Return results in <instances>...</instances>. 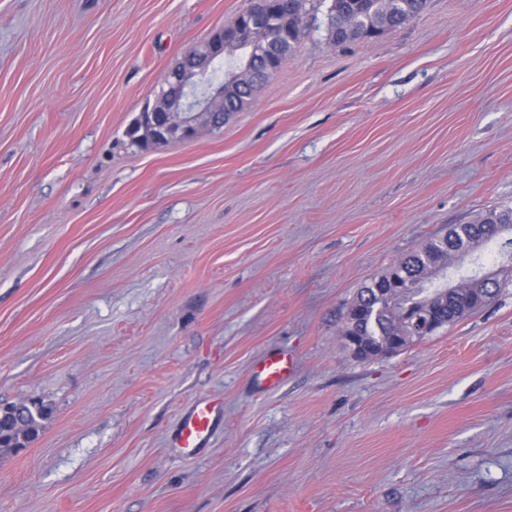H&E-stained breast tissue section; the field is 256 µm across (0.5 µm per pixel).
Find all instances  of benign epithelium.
I'll return each mask as SVG.
<instances>
[{
	"label": "benign epithelium",
	"mask_w": 512,
	"mask_h": 512,
	"mask_svg": "<svg viewBox=\"0 0 512 512\" xmlns=\"http://www.w3.org/2000/svg\"><path fill=\"white\" fill-rule=\"evenodd\" d=\"M256 0L252 13L237 19L231 29L219 31L190 48L183 60L170 69L163 80V89L152 104L147 115L141 117L139 141L147 147L164 146L171 141L190 142L195 140L204 128L215 127V117L223 115L224 85L208 87L200 96L196 91L206 84L213 71V65L223 60L231 47L248 52L247 62L232 73L230 79L248 82L255 71L251 67L255 55L260 53L257 32L266 21ZM382 300L392 307L396 294L403 288L402 278L397 269H392L381 285H373ZM419 301L400 308V315L414 325L416 334L428 335L440 328V321L431 308L423 313L416 312Z\"/></svg>",
	"instance_id": "benign-epithelium-1"
}]
</instances>
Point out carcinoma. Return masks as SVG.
<instances>
[{
    "label": "carcinoma",
    "mask_w": 512,
    "mask_h": 512,
    "mask_svg": "<svg viewBox=\"0 0 512 512\" xmlns=\"http://www.w3.org/2000/svg\"><path fill=\"white\" fill-rule=\"evenodd\" d=\"M308 0H281L269 5L267 21L273 37L268 52L269 61L258 67L259 81L263 82L268 73L278 69L288 59L299 41L300 29L297 21L304 18ZM427 0H329V30H347L350 41L365 39L371 34L402 26L420 15L426 8ZM255 88H230L227 91L226 108L229 112L239 111L245 98L253 95ZM497 224H512V207H494L477 214L465 224H455L442 236L428 240L420 248L402 259L406 279L411 283L431 278L426 261L443 241L453 252L448 254L449 282L453 283L451 295L437 297L432 305L442 309L443 321L451 326L461 319L487 306L484 297L495 300L512 283V238L503 242L495 236ZM487 242L499 245L494 264L499 267V279L487 281L480 277L484 265L481 246ZM371 287L366 285L358 292L356 299L368 308L366 316L347 319L342 334L352 331L363 333L373 344L384 346L390 336H405V346L416 342L409 330L392 314L385 311L375 314L378 305L376 297H368ZM4 419L20 418L11 427L0 428V450L17 453L36 440L42 429V422L51 417L53 409L40 399H31L0 408Z\"/></svg>",
    "instance_id": "carcinoma-1"
}]
</instances>
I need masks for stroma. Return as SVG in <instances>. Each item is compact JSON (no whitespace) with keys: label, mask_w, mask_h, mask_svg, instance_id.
<instances>
[{"label":"stroma","mask_w":512,"mask_h":512,"mask_svg":"<svg viewBox=\"0 0 512 512\" xmlns=\"http://www.w3.org/2000/svg\"><path fill=\"white\" fill-rule=\"evenodd\" d=\"M252 0H0V512H512V287L397 354L347 304L512 206V0H428L343 46L315 0L223 127L129 125ZM285 352L288 379L253 365ZM217 403L195 455L182 417ZM293 368V362L287 353L269 355L255 367L253 376L267 389L279 387ZM1 413L4 417L1 416ZM53 409L40 399H31L0 408V419L20 417V422L0 428V450L17 453L36 440L42 429V422L51 417Z\"/></svg>","instance_id":"obj_1"}]
</instances>
